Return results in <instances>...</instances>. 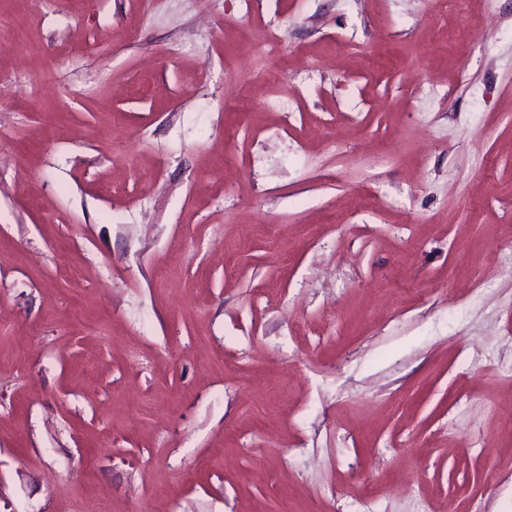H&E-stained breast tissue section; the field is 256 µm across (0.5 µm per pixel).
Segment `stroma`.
Wrapping results in <instances>:
<instances>
[{
    "mask_svg": "<svg viewBox=\"0 0 512 512\" xmlns=\"http://www.w3.org/2000/svg\"><path fill=\"white\" fill-rule=\"evenodd\" d=\"M268 16L0 0V512H512V0Z\"/></svg>",
    "mask_w": 512,
    "mask_h": 512,
    "instance_id": "35a3bbf8",
    "label": "stroma"
}]
</instances>
